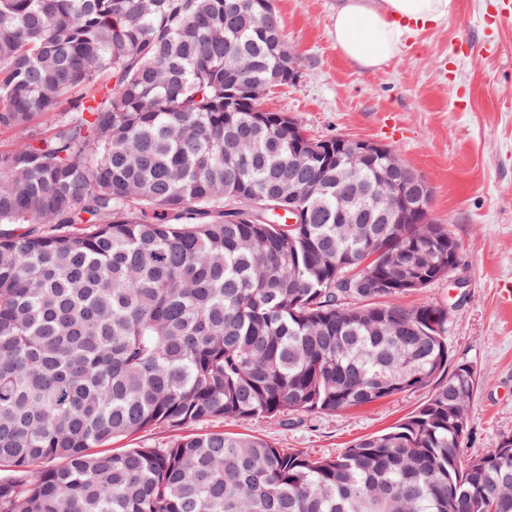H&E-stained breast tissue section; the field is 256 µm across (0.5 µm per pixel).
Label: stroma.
Segmentation results:
<instances>
[{"label":"stroma","instance_id":"stroma-1","mask_svg":"<svg viewBox=\"0 0 512 512\" xmlns=\"http://www.w3.org/2000/svg\"><path fill=\"white\" fill-rule=\"evenodd\" d=\"M336 0H274L300 78L270 92L267 109L315 139L384 143L431 188L427 218L460 245L448 277L402 295L407 306L448 309L454 361L476 366L481 386L464 452L478 456L512 434V0H453L447 24L427 26L374 71L336 48ZM465 287H458V280ZM428 390L406 391L335 415L227 421V433L333 455L414 411Z\"/></svg>","mask_w":512,"mask_h":512}]
</instances>
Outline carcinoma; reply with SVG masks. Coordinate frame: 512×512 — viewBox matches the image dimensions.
<instances>
[{
    "label": "carcinoma",
    "mask_w": 512,
    "mask_h": 512,
    "mask_svg": "<svg viewBox=\"0 0 512 512\" xmlns=\"http://www.w3.org/2000/svg\"><path fill=\"white\" fill-rule=\"evenodd\" d=\"M288 50L272 0H0V512H512V435L463 460L480 376L447 309L398 302L459 244L367 213L394 150L340 218L328 155L245 95ZM419 388L334 456L187 432ZM170 434L164 429H155L135 435L131 439L118 440L112 443V448H124L135 446H162L168 441Z\"/></svg>",
    "instance_id": "1"
}]
</instances>
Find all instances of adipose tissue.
I'll use <instances>...</instances> for the list:
<instances>
[{
    "label": "adipose tissue",
    "instance_id": "ef3b65f1",
    "mask_svg": "<svg viewBox=\"0 0 512 512\" xmlns=\"http://www.w3.org/2000/svg\"><path fill=\"white\" fill-rule=\"evenodd\" d=\"M451 10L452 0H338L332 35L343 55L373 71L401 52L408 34L447 22Z\"/></svg>",
    "mask_w": 512,
    "mask_h": 512
}]
</instances>
